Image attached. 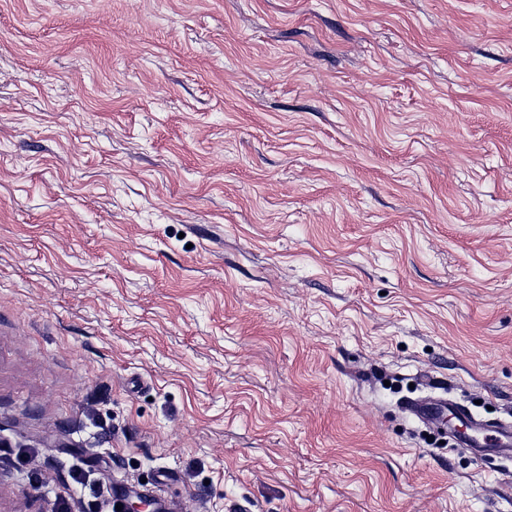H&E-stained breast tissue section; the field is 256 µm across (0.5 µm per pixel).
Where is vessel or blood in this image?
Listing matches in <instances>:
<instances>
[{"mask_svg": "<svg viewBox=\"0 0 512 512\" xmlns=\"http://www.w3.org/2000/svg\"><path fill=\"white\" fill-rule=\"evenodd\" d=\"M404 409L410 416L427 426L440 425L444 416L466 427L467 448L478 455L492 451L512 453V423L504 420L478 419L471 409L444 396L427 395L406 400Z\"/></svg>", "mask_w": 512, "mask_h": 512, "instance_id": "b4317fda", "label": "vessel or blood"}]
</instances>
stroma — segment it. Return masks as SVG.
<instances>
[{
	"instance_id": "1",
	"label": "stroma",
	"mask_w": 512,
	"mask_h": 512,
	"mask_svg": "<svg viewBox=\"0 0 512 512\" xmlns=\"http://www.w3.org/2000/svg\"><path fill=\"white\" fill-rule=\"evenodd\" d=\"M431 392L512 417V0H0V512H512Z\"/></svg>"
}]
</instances>
